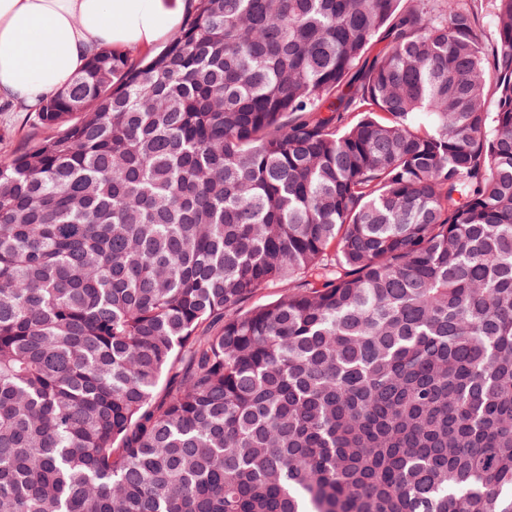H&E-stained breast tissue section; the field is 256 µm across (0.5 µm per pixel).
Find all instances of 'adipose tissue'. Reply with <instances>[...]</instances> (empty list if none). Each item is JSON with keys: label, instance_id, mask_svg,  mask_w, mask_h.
<instances>
[{"label": "adipose tissue", "instance_id": "1", "mask_svg": "<svg viewBox=\"0 0 512 512\" xmlns=\"http://www.w3.org/2000/svg\"><path fill=\"white\" fill-rule=\"evenodd\" d=\"M188 8L187 0H0V100L35 108L99 47L151 50Z\"/></svg>", "mask_w": 512, "mask_h": 512}]
</instances>
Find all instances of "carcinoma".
Returning a JSON list of instances; mask_svg holds the SVG:
<instances>
[{"instance_id": "1", "label": "carcinoma", "mask_w": 512, "mask_h": 512, "mask_svg": "<svg viewBox=\"0 0 512 512\" xmlns=\"http://www.w3.org/2000/svg\"><path fill=\"white\" fill-rule=\"evenodd\" d=\"M494 21L197 0L48 96L0 155V512H512Z\"/></svg>"}]
</instances>
